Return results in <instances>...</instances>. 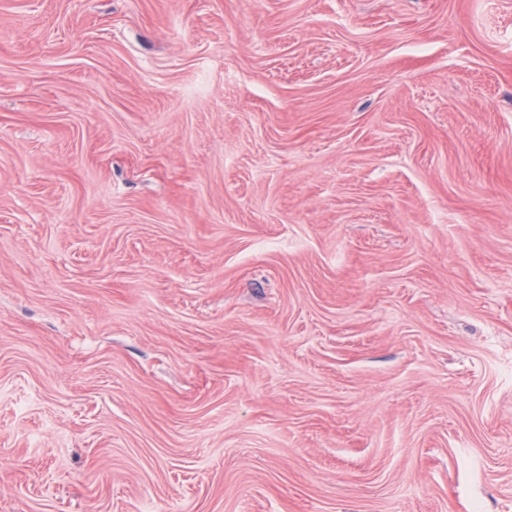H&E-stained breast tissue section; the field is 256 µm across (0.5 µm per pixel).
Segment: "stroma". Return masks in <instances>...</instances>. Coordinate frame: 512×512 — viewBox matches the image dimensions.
Masks as SVG:
<instances>
[{
	"mask_svg": "<svg viewBox=\"0 0 512 512\" xmlns=\"http://www.w3.org/2000/svg\"><path fill=\"white\" fill-rule=\"evenodd\" d=\"M0 512H512V0H0Z\"/></svg>",
	"mask_w": 512,
	"mask_h": 512,
	"instance_id": "stroma-1",
	"label": "stroma"
}]
</instances>
